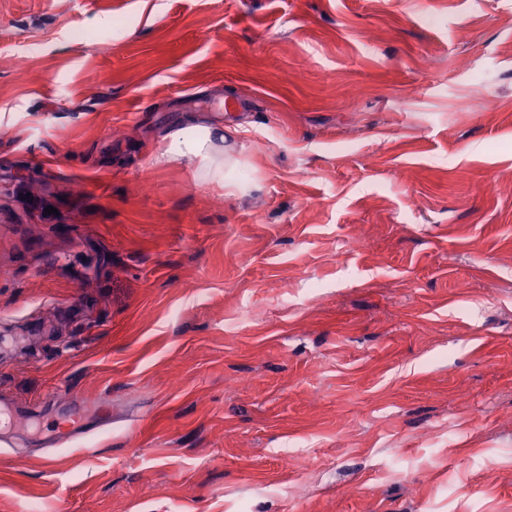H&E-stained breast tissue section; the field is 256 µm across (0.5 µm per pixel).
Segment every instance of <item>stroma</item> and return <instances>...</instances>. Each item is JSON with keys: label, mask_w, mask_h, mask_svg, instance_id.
Masks as SVG:
<instances>
[{"label": "stroma", "mask_w": 512, "mask_h": 512, "mask_svg": "<svg viewBox=\"0 0 512 512\" xmlns=\"http://www.w3.org/2000/svg\"><path fill=\"white\" fill-rule=\"evenodd\" d=\"M0 401V512H512V0H0ZM165 155L197 159L201 168L214 169L220 179L224 178V160L207 128L190 126L178 131ZM81 413L68 421L66 427L58 430L54 438L59 441H71L78 438H90L112 419V404L100 401L93 406L78 402Z\"/></svg>", "instance_id": "1"}]
</instances>
